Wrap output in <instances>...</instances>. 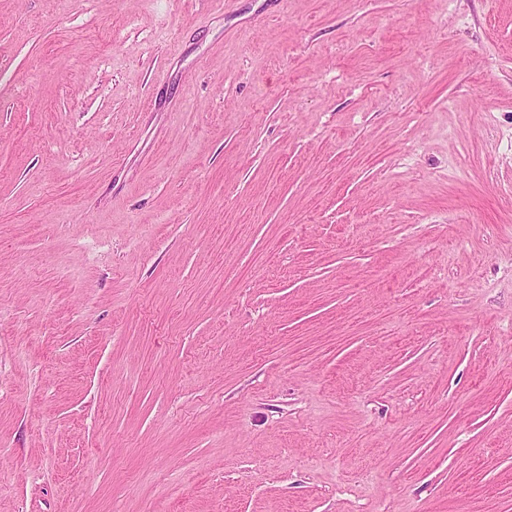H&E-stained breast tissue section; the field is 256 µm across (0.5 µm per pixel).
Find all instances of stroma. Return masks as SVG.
<instances>
[{
	"instance_id": "obj_1",
	"label": "stroma",
	"mask_w": 512,
	"mask_h": 512,
	"mask_svg": "<svg viewBox=\"0 0 512 512\" xmlns=\"http://www.w3.org/2000/svg\"><path fill=\"white\" fill-rule=\"evenodd\" d=\"M0 512H512V0H0Z\"/></svg>"
}]
</instances>
